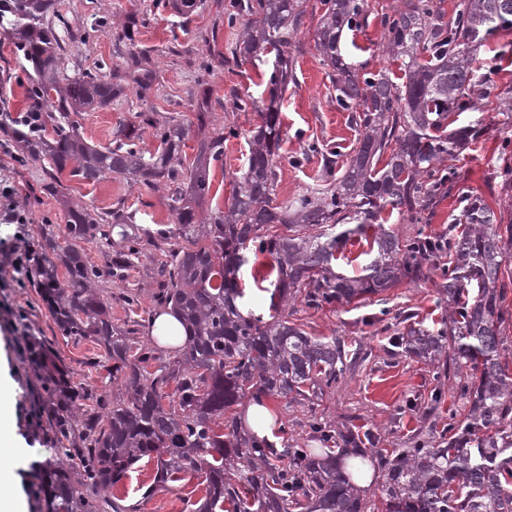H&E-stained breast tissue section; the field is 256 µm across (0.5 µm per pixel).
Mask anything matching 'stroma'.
Masks as SVG:
<instances>
[{
    "label": "stroma",
    "instance_id": "35a3bbf8",
    "mask_svg": "<svg viewBox=\"0 0 512 512\" xmlns=\"http://www.w3.org/2000/svg\"><path fill=\"white\" fill-rule=\"evenodd\" d=\"M366 3L368 22L344 33L342 51L351 62L366 65L369 70L396 71V64L390 63L382 51L380 25L382 13L390 11L395 0H366ZM231 6L232 0H206L204 9L185 20L154 8L153 0H61V12L75 30L89 26L95 14L116 23L124 22L129 15L143 18L137 47L148 51L156 64L155 91L148 101H141L136 89L130 88L110 109L84 113L83 131L94 144L108 145L111 132L119 122L130 120L134 113L149 106L161 113L190 115L194 92L199 84H206L215 106V126L230 124L239 131L237 138L225 141L224 161L210 172L212 187L206 202L210 209L223 207L232 193L235 176L245 168L248 154L245 136L259 125L257 105L268 96L259 69L252 65L229 63L206 75L199 69V58L211 52L227 53L235 41L236 31L226 22ZM318 23V13L308 12L297 36L302 49L297 56V82L289 86L282 104L287 131L280 150L278 198L282 201L306 193L316 183L322 162L319 156H305L306 144L316 140L345 155L356 137L348 112L336 105L328 70L314 47ZM125 50L124 43L112 31L97 34L86 42H74L70 52L83 66L109 67L120 62ZM480 58L492 93L490 97L478 98L475 110L458 117L459 125L475 126L480 134L454 162L456 179L451 194L426 211L421 224L390 220L389 229L398 235L411 236L421 229L432 235L446 232L452 219L461 214L460 199L466 195L481 198L494 211L512 212V199L501 189L504 167L512 165V31H500L489 37ZM25 80L26 74L15 54L13 35L0 30V113L20 110ZM237 93L250 95L255 107L236 110L233 96ZM18 154L15 145L0 146V182L14 187L17 212L26 218L22 224L0 220V373L6 374L13 385L11 420L15 432L26 446L34 449L40 447L42 436L36 430L34 385L29 367L16 347L21 330L19 313H26L35 335L52 344L75 379L108 400L122 397L124 388L120 380L108 377L106 371L90 367V359L99 352L97 345L60 336L37 288L19 282L17 266L23 257L19 243L36 237L40 225L62 224L66 217L53 197H42L34 205L28 203L30 189L41 170L35 164L22 166ZM61 179L74 198L96 207H108L121 199L139 209L143 220L168 225L174 222L165 192L132 187L113 179L88 185L66 173ZM152 266V256L141 257L126 280L100 286V294L112 302L115 323L129 324L139 317L138 310L123 301L127 291H137L142 306H150L155 285L147 273ZM440 286L439 275L432 271L419 281L403 282L355 306L310 309L295 304L294 318L305 330L315 336L339 338L349 348L360 349L363 360L335 386L325 389L315 402L300 404L271 398L270 403L281 421L280 438L308 443L307 423L317 418L336 426L347 424L363 431H377L381 447L405 448L415 434L435 440L449 417L464 418L469 405L452 387H445L441 404L431 407L434 366L400 353L389 343L400 312L415 313L417 322L428 328L447 322L448 307L439 294ZM155 467V462H141L136 472L124 480L120 492L126 504L134 512H191L193 504L204 495L194 479L170 484L168 489L143 499L141 489L152 482Z\"/></svg>",
    "mask_w": 512,
    "mask_h": 512
}]
</instances>
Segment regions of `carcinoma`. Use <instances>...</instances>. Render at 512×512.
<instances>
[{
    "instance_id": "1",
    "label": "carcinoma",
    "mask_w": 512,
    "mask_h": 512,
    "mask_svg": "<svg viewBox=\"0 0 512 512\" xmlns=\"http://www.w3.org/2000/svg\"><path fill=\"white\" fill-rule=\"evenodd\" d=\"M309 0H234L227 23L239 28L233 59L269 67V103L249 132L247 169L224 209L202 214L211 191L210 165L223 160L232 126L200 141L194 162L182 160L191 127L211 123L210 93L194 96V121L177 112L143 111L119 123L106 146L88 142L83 113L106 110L133 84L142 101L152 94L151 59L137 51L134 26L123 37L133 48L124 69L85 68L70 58L71 32L59 0H0V28L17 35L26 71L27 109L0 119V130L24 143L40 162L47 186L64 205V224H44L28 243L39 273V294L61 336L90 340L103 350L97 370L123 379L127 398L112 404L84 383L61 373L55 353L22 320V339L37 349L32 370L42 384L50 419L45 458L31 464L40 482L43 512H131L124 498H88L84 489L115 490L141 459H156L149 495L189 476L203 478L205 495L194 512H366L367 501L348 475L347 448L366 454L376 445L370 430L336 431L317 421L310 435L333 443L312 455L284 443V450L245 432L234 406L246 396L312 402L345 374L349 351L340 340L317 337L290 320L288 303L322 309L379 295L405 280L441 269L448 295L446 327H408L393 338L403 352L470 373L459 385L470 408L463 425L451 420L439 440L414 439L407 448L380 449L385 469V512H512V373L503 334L502 265L509 242L502 216L469 198L457 235L421 232L401 237L384 224L421 218L449 192L448 162L466 148L475 130L448 131L451 118L475 107L487 91L479 74V49L496 30H512V0H457L445 16L434 0H398L381 17L383 50L401 62L402 82L383 69L360 71L345 59L341 40L365 23V0H317L315 49L330 68L336 104L351 113L357 133L349 159L326 150L320 184L300 197L277 202L280 149L285 132L281 100L296 83L295 37ZM153 7L189 18L204 0H154ZM151 129L159 141L142 146ZM87 184L107 179L167 191L177 228L137 225V212L120 200L108 208L67 199L64 171ZM342 226L344 230L336 231ZM373 228L364 274L333 269L353 236ZM118 232L119 242L112 241ZM105 241L99 258L80 242ZM154 248L157 285L153 301L177 312L188 329L179 352L163 355L133 342L138 329L112 322L111 304L97 285L126 279L127 271ZM268 254L273 265L258 276L270 281L274 314L243 315L239 273L246 251ZM76 457L68 471L62 458Z\"/></svg>"
}]
</instances>
